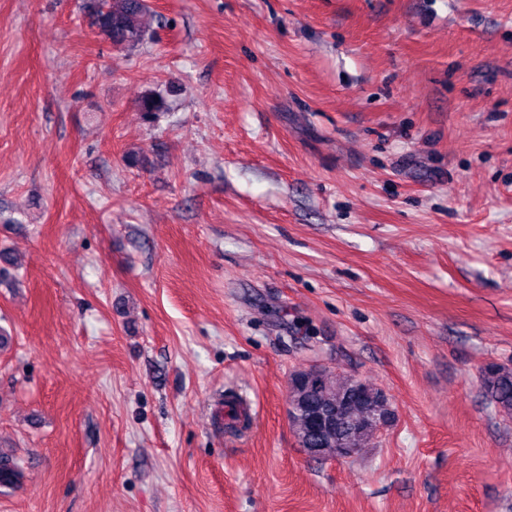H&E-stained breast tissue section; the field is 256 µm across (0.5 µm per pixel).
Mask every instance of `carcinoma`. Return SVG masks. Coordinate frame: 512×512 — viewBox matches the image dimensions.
<instances>
[{"label": "carcinoma", "mask_w": 512, "mask_h": 512, "mask_svg": "<svg viewBox=\"0 0 512 512\" xmlns=\"http://www.w3.org/2000/svg\"><path fill=\"white\" fill-rule=\"evenodd\" d=\"M93 25L99 29L113 48L124 50L140 43L150 26L154 12L148 0H86ZM300 386L290 392L292 413L291 429L302 448L313 446L320 449V459L336 456V448L346 442L353 443L358 451L378 438L374 420L365 416V408L388 402L384 392L363 381L362 394L366 404L352 407L355 424L339 423L333 432L324 433L319 417L336 411L351 387L350 378L331 372L321 382L320 391L311 392L310 370L299 372ZM480 390L495 412L505 420L512 419V366L488 363L478 373ZM22 475L20 460L14 454L0 452V486L9 487L19 482Z\"/></svg>", "instance_id": "carcinoma-1"}]
</instances>
